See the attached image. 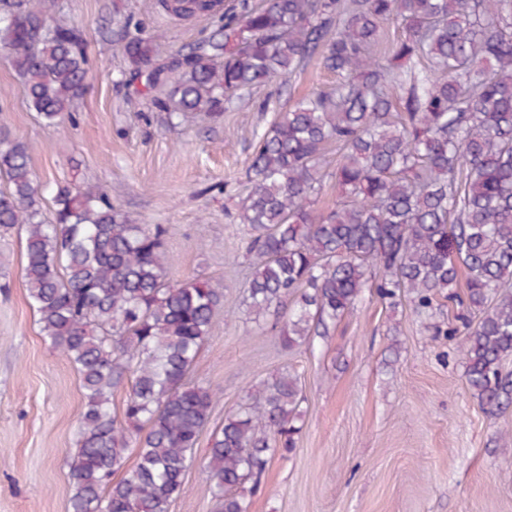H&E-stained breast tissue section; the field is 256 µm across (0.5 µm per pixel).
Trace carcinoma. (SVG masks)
<instances>
[{
	"mask_svg": "<svg viewBox=\"0 0 512 512\" xmlns=\"http://www.w3.org/2000/svg\"><path fill=\"white\" fill-rule=\"evenodd\" d=\"M176 15L213 0H162ZM54 0L0 5V47L47 127L71 114L91 69L83 33L55 20ZM402 36L381 49L384 27ZM160 36L123 52L137 93L168 119L219 122L260 85L288 82L311 57L336 86L280 112L251 153L239 223L251 275L244 304L280 317L283 347L330 334L364 289L417 315L436 298L479 312L460 336L467 384L491 415L512 405V0H264L208 40L156 63ZM336 147V164L326 149ZM28 144L0 138V235L25 232L23 276L45 340L76 370L84 404L69 512H168L198 444L212 392L190 379L223 293L199 275L172 281L165 230L131 224L99 187H43ZM335 207L315 208L327 180ZM465 278L466 296L453 288ZM129 382L121 413L112 392ZM208 444L217 512L250 496L301 431L297 376L260 381ZM136 465L120 480L126 452Z\"/></svg>",
	"mask_w": 512,
	"mask_h": 512,
	"instance_id": "carcinoma-1",
	"label": "carcinoma"
}]
</instances>
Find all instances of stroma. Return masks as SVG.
<instances>
[{"label":"stroma","instance_id":"1","mask_svg":"<svg viewBox=\"0 0 512 512\" xmlns=\"http://www.w3.org/2000/svg\"><path fill=\"white\" fill-rule=\"evenodd\" d=\"M262 0H223L213 16L182 19L159 0H57L80 27L92 62L72 116L45 127L0 58V133L28 142L37 181L100 186L116 211L166 229L172 278L198 273L224 290L233 318L216 317L194 377L215 398L210 427L282 370L302 388L293 452L276 454L250 512H512V408L487 414L445 328L463 308L441 300L419 317L408 301L365 289L329 336L294 350L274 320L243 303L248 260L238 202L246 160L276 114L336 77L319 58L288 83L254 89L220 122L170 124L137 94L121 51L127 26L160 35L159 54L205 41L228 12ZM20 233L0 239V512H68L83 395L69 361L43 338L22 277ZM441 335H434V326ZM201 434L169 512H215Z\"/></svg>","mask_w":512,"mask_h":512}]
</instances>
